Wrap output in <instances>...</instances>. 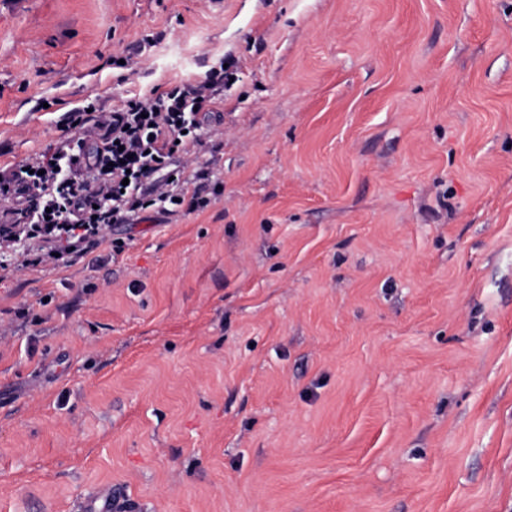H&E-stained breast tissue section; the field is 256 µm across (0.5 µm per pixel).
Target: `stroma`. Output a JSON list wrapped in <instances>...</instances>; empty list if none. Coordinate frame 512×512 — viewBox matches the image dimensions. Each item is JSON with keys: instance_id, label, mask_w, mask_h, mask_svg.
I'll return each instance as SVG.
<instances>
[{"instance_id": "35a3bbf8", "label": "stroma", "mask_w": 512, "mask_h": 512, "mask_svg": "<svg viewBox=\"0 0 512 512\" xmlns=\"http://www.w3.org/2000/svg\"><path fill=\"white\" fill-rule=\"evenodd\" d=\"M222 63L206 208L0 281V512H512V0H0V171ZM85 512H130V503L119 495H112V487H108L88 499L84 504Z\"/></svg>"}]
</instances>
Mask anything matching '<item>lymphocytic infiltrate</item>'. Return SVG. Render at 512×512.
Wrapping results in <instances>:
<instances>
[{
    "instance_id": "lymphocytic-infiltrate-1",
    "label": "lymphocytic infiltrate",
    "mask_w": 512,
    "mask_h": 512,
    "mask_svg": "<svg viewBox=\"0 0 512 512\" xmlns=\"http://www.w3.org/2000/svg\"><path fill=\"white\" fill-rule=\"evenodd\" d=\"M223 89L224 71L214 68L203 80L153 88L109 112H70L78 137L62 136L0 174V201L20 203L14 221L0 224V256L20 268L67 264L141 210L208 206L173 159L202 145L198 113L220 105Z\"/></svg>"
}]
</instances>
